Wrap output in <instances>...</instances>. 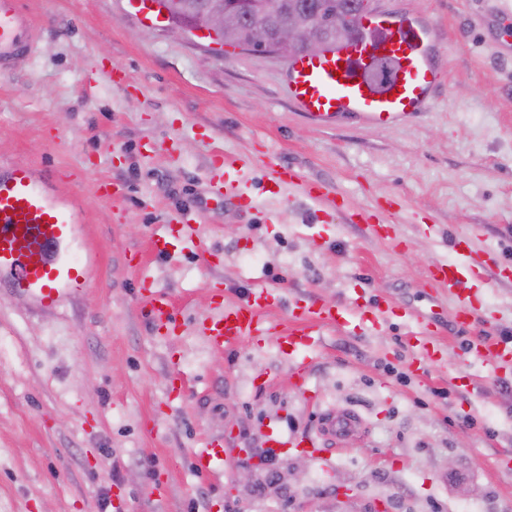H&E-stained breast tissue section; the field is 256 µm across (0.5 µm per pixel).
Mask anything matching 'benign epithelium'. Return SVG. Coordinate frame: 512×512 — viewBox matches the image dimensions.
Segmentation results:
<instances>
[{
	"label": "benign epithelium",
	"instance_id": "7a95c632",
	"mask_svg": "<svg viewBox=\"0 0 512 512\" xmlns=\"http://www.w3.org/2000/svg\"><path fill=\"white\" fill-rule=\"evenodd\" d=\"M170 12L184 17L181 24L172 29H205L217 37L232 35L239 26L242 14L248 13L257 19L253 27V45L265 48L277 55H291L303 51L318 55L324 51L325 36L345 39L363 31L364 13L346 15L340 22L342 9L324 0L318 11L306 14L298 11L290 0H206L198 11L188 10L184 0H172Z\"/></svg>",
	"mask_w": 512,
	"mask_h": 512
}]
</instances>
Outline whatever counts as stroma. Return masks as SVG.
<instances>
[{
	"label": "stroma",
	"mask_w": 512,
	"mask_h": 512,
	"mask_svg": "<svg viewBox=\"0 0 512 512\" xmlns=\"http://www.w3.org/2000/svg\"><path fill=\"white\" fill-rule=\"evenodd\" d=\"M22 4L41 49L0 75V167L28 166L72 215L86 285L50 309L0 285V512H102L106 497L121 512H512V367L466 346L512 338V5L375 0L427 23L444 62L421 114L379 129L310 125L285 59L172 34L126 0ZM228 159L241 207L224 198ZM275 164L328 198L276 186ZM183 216L196 247L153 255ZM457 236L505 269L468 281L481 303L466 330L427 276L457 261ZM144 279L173 302L175 335L144 316ZM264 285L279 289L273 322L310 300L361 318L301 353L265 338L211 351L202 325L220 301ZM420 313L436 318L425 364ZM331 412L358 422L328 465L293 448L257 462L270 434ZM214 435L243 458L198 475Z\"/></svg>",
	"instance_id": "obj_1"
}]
</instances>
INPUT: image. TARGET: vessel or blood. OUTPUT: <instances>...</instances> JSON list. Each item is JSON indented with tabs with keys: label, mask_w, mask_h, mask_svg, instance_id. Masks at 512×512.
<instances>
[{
	"label": "vessel or blood",
	"mask_w": 512,
	"mask_h": 512,
	"mask_svg": "<svg viewBox=\"0 0 512 512\" xmlns=\"http://www.w3.org/2000/svg\"><path fill=\"white\" fill-rule=\"evenodd\" d=\"M371 35L361 41L316 56H299L287 63V95L308 121L332 127L349 119L376 128H388L416 118L439 84L440 66L428 26L403 15L373 14L365 22ZM38 45L35 28L19 0H0V71L19 55ZM390 58L397 64L391 83L374 88L366 72L375 59ZM74 234L66 210L49 201L28 169L16 167L0 173V274H11L12 290L43 307L82 293L84 281L70 255ZM193 228L187 220L166 225L152 240L157 254L169 255L174 242H188ZM459 262L437 267L431 281L447 288L456 301L457 322L474 319L472 298L464 286L471 264L465 245H458ZM143 303L158 327L176 331L178 324L170 298L143 282ZM278 299L275 288L261 286L237 302L229 303L204 327L209 347L227 351L248 339L270 336L292 347L306 345L320 329L348 323L351 313L338 303L296 306L285 329H277L265 314ZM472 353L492 354L498 364L512 365V343L491 335L469 337ZM356 423L353 414L323 421L317 433L268 439L267 448H316L321 441H336L349 434ZM232 449L223 437L207 439L193 454L194 469L209 475L231 465Z\"/></svg>",
	"instance_id": "b4317fda"
}]
</instances>
